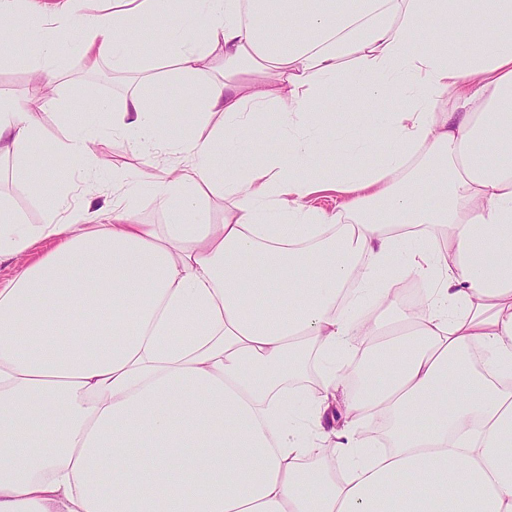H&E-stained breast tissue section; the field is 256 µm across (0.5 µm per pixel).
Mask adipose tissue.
Listing matches in <instances>:
<instances>
[{"label": "adipose tissue", "instance_id": "obj_1", "mask_svg": "<svg viewBox=\"0 0 512 512\" xmlns=\"http://www.w3.org/2000/svg\"><path fill=\"white\" fill-rule=\"evenodd\" d=\"M472 5L64 0L31 43L37 81L58 79L61 32L121 74L141 55L127 30L155 28L194 97L151 184L167 223L139 221L124 175L111 208L54 204L39 224L0 197V261L53 243L0 287V512H512V0L476 22ZM340 82L403 87L404 105L350 125L338 170L300 175L335 150L315 103ZM51 103L0 101L34 196L53 174L26 162ZM83 106L61 105L76 133L56 152L88 188L83 119L103 104ZM162 109L129 94L109 132L153 155ZM271 113L291 151L239 164ZM405 277L425 304L397 330L355 312L396 305Z\"/></svg>", "mask_w": 512, "mask_h": 512}]
</instances>
